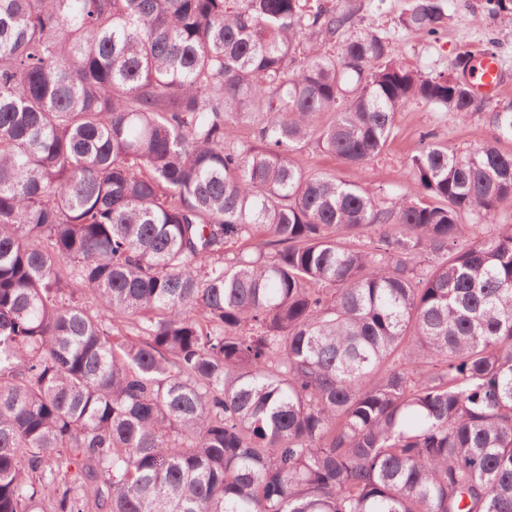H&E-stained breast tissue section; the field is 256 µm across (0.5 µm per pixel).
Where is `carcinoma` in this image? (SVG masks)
Wrapping results in <instances>:
<instances>
[{"label":"carcinoma","instance_id":"1","mask_svg":"<svg viewBox=\"0 0 512 512\" xmlns=\"http://www.w3.org/2000/svg\"><path fill=\"white\" fill-rule=\"evenodd\" d=\"M354 16L0 0V512H512V100ZM415 101L492 131L420 134L416 198L293 159Z\"/></svg>","mask_w":512,"mask_h":512}]
</instances>
